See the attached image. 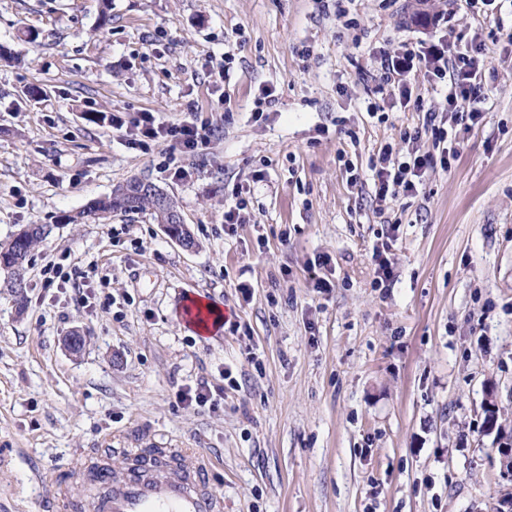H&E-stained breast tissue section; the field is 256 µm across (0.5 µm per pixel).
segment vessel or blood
<instances>
[{
	"label": "vessel or blood",
	"instance_id": "b4317fda",
	"mask_svg": "<svg viewBox=\"0 0 512 512\" xmlns=\"http://www.w3.org/2000/svg\"><path fill=\"white\" fill-rule=\"evenodd\" d=\"M171 462L139 454L141 476L112 474L85 456L84 466L93 471L105 491L90 496L88 512H223L224 501L211 488L208 467L197 452L171 449Z\"/></svg>",
	"mask_w": 512,
	"mask_h": 512
}]
</instances>
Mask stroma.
<instances>
[{"mask_svg": "<svg viewBox=\"0 0 512 512\" xmlns=\"http://www.w3.org/2000/svg\"><path fill=\"white\" fill-rule=\"evenodd\" d=\"M439 41L481 45L486 97L444 164L403 138L429 112L452 123L444 86L418 65L407 95L376 90L385 54ZM0 47L20 57L0 61V243L51 227L21 296L0 281V512H48L63 483L82 497L79 456L122 475L143 448L198 449L224 512L512 497V0H0ZM145 110L215 128L183 177L168 142L113 128ZM387 144L433 157L415 195L376 198ZM133 178L174 199L193 249L147 212L64 223ZM53 262L96 265L88 300L45 287ZM190 296L223 325L197 333ZM201 384L213 405L181 401Z\"/></svg>", "mask_w": 512, "mask_h": 512, "instance_id": "stroma-1", "label": "stroma"}]
</instances>
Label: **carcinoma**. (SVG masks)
<instances>
[{"mask_svg":"<svg viewBox=\"0 0 512 512\" xmlns=\"http://www.w3.org/2000/svg\"><path fill=\"white\" fill-rule=\"evenodd\" d=\"M155 185L142 179H130L118 185L104 197L92 200L73 214L63 217L66 224H83L89 218H107L118 213L150 212L159 224L170 225L169 232L177 237L181 234L175 216L179 211L175 202L166 194L157 196ZM51 232L47 225H39L23 236L16 235L11 242L0 246V270L8 273L7 287L20 291L23 288L24 263L32 247Z\"/></svg>","mask_w":512,"mask_h":512,"instance_id":"obj_1","label":"carcinoma"}]
</instances>
